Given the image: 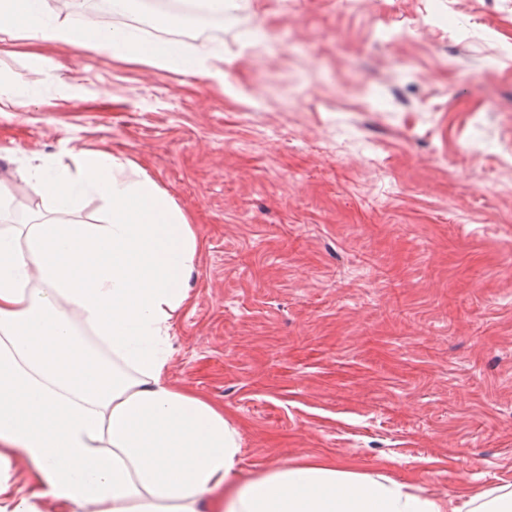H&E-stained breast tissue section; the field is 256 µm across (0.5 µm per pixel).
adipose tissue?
<instances>
[{
    "label": "adipose tissue",
    "mask_w": 512,
    "mask_h": 512,
    "mask_svg": "<svg viewBox=\"0 0 512 512\" xmlns=\"http://www.w3.org/2000/svg\"><path fill=\"white\" fill-rule=\"evenodd\" d=\"M0 33L41 46L212 75L177 42L75 32L47 0H0ZM24 181L53 211L81 195L101 224L0 229V451L37 474L0 479V512H512V491L467 508L317 457L235 482L242 437L222 406L170 379L172 320L193 299L202 249L187 214L129 159L84 151L74 172Z\"/></svg>",
    "instance_id": "1"
}]
</instances>
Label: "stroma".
<instances>
[{
  "label": "stroma",
  "mask_w": 512,
  "mask_h": 512,
  "mask_svg": "<svg viewBox=\"0 0 512 512\" xmlns=\"http://www.w3.org/2000/svg\"><path fill=\"white\" fill-rule=\"evenodd\" d=\"M213 78L0 39V195L106 149L204 248L171 378L249 478L309 456L465 501L512 490V0H236L171 16Z\"/></svg>",
  "instance_id": "35a3bbf8"
}]
</instances>
